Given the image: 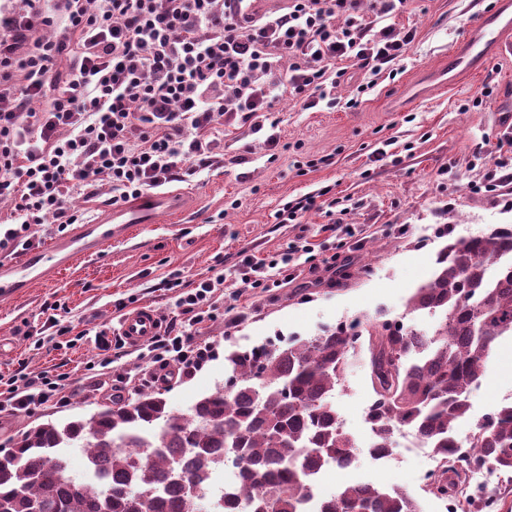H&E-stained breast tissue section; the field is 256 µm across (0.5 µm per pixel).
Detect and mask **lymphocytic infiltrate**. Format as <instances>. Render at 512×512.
<instances>
[{
	"mask_svg": "<svg viewBox=\"0 0 512 512\" xmlns=\"http://www.w3.org/2000/svg\"><path fill=\"white\" fill-rule=\"evenodd\" d=\"M253 0H28L1 22L0 251L29 248L30 228L77 223L71 205L108 184L113 203L185 180L224 163L216 125L263 130L274 90L303 109L332 100L355 71L359 94L400 64L413 30L391 25L406 0H288L270 17L247 13ZM69 57L66 72L56 65ZM292 251L240 254L235 268L252 288L268 287L271 269L287 273ZM176 290L180 318L151 339L161 367L194 374L211 357L195 336L217 318L224 277L162 280ZM0 411L25 412L65 402L62 375L6 381Z\"/></svg>",
	"mask_w": 512,
	"mask_h": 512,
	"instance_id": "lymphocytic-infiltrate-1",
	"label": "lymphocytic infiltrate"
}]
</instances>
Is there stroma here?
I'll use <instances>...</instances> for the list:
<instances>
[{"instance_id": "1", "label": "stroma", "mask_w": 512, "mask_h": 512, "mask_svg": "<svg viewBox=\"0 0 512 512\" xmlns=\"http://www.w3.org/2000/svg\"><path fill=\"white\" fill-rule=\"evenodd\" d=\"M476 2L408 0L394 19L416 33L408 57L358 107L346 108L352 92L344 85L332 106L305 110L280 97L270 114L275 129L254 135L245 127L225 128L223 167L169 183L178 211L134 225L128 239L80 258L52 281L0 298V375L22 364L34 375L62 373L68 395L64 403L0 412V455L13 448L19 432L88 415L116 396L159 391L171 410L187 412L223 383L229 352L279 345L356 317L403 320L414 288L432 276L440 231L467 238L493 224H512V182L489 186L495 157L477 150L504 134L501 107L504 90L512 89V50L497 56L485 76L461 78L411 106L395 103L405 84L443 61ZM271 135L276 145L267 144ZM326 186L333 204L303 214L299 223H277L284 203ZM329 222L349 225L351 235L329 238L321 230ZM306 241L320 258L335 257V267L313 273L298 255L286 282L257 289L246 287L232 268L240 251L263 257ZM172 273L186 281L224 276L220 315L201 334L213 346V359L194 377L166 383L146 375V359L129 346L100 367L96 334L116 336L122 316L117 300L133 297L157 310L163 322L177 319L174 291L159 286ZM54 303L64 304V321L85 334L65 354L52 347ZM346 385L335 402L360 449L353 477L405 488L423 512H448L422 479L432 465L426 449L398 447L382 461L366 455L362 414L373 392L358 357L350 359ZM510 399L512 339L506 337L470 394L472 416L457 424V436L468 437L476 417L497 412Z\"/></svg>"}]
</instances>
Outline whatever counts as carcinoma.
Instances as JSON below:
<instances>
[{
	"mask_svg": "<svg viewBox=\"0 0 512 512\" xmlns=\"http://www.w3.org/2000/svg\"><path fill=\"white\" fill-rule=\"evenodd\" d=\"M435 273L414 290L407 314L438 317L431 334L378 318L325 328L269 349L226 357L233 389L215 388L188 413L159 392L101 407L87 417L22 432L0 456V512H195L177 468L205 497L212 474L231 463L241 482L224 489V507L243 512H306L314 476L356 465L357 444L333 402L345 389L349 354H368L376 447L391 456L395 435L416 432L442 460L455 424L492 361L512 337V225L448 239ZM473 463L512 474V400L476 424ZM67 448L84 450L94 480L70 472ZM321 512H422L408 490L342 483Z\"/></svg>",
	"mask_w": 512,
	"mask_h": 512,
	"instance_id": "obj_1",
	"label": "carcinoma"
}]
</instances>
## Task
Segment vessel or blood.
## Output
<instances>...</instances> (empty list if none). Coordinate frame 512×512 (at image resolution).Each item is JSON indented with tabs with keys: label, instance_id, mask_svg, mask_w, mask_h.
Returning <instances> with one entry per match:
<instances>
[{
	"label": "vessel or blood",
	"instance_id": "obj_1",
	"mask_svg": "<svg viewBox=\"0 0 512 512\" xmlns=\"http://www.w3.org/2000/svg\"><path fill=\"white\" fill-rule=\"evenodd\" d=\"M510 44L512 0H481L464 36L450 47L446 62L429 72L428 80L444 86L465 74H484L487 59ZM171 207L169 193L148 192L104 210L97 220L79 225L71 236L52 246L32 247L15 259L0 257V297L17 293L32 280L51 277L79 256L98 253L108 243L127 238L132 225L153 223L159 212ZM162 329L159 315L149 307L126 313L119 321V334L132 347L147 344Z\"/></svg>",
	"mask_w": 512,
	"mask_h": 512
}]
</instances>
